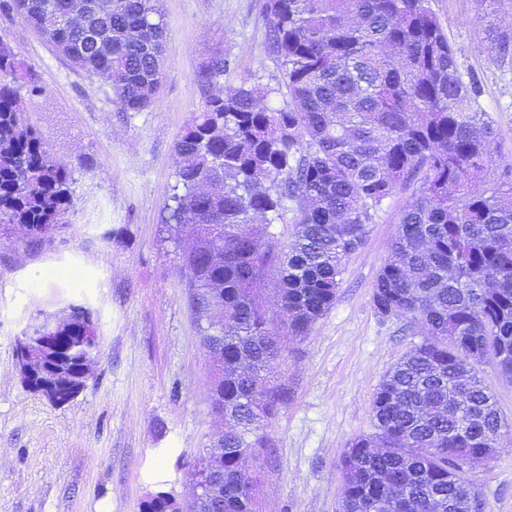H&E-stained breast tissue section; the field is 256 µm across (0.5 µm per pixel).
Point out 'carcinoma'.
Here are the masks:
<instances>
[{
    "mask_svg": "<svg viewBox=\"0 0 512 512\" xmlns=\"http://www.w3.org/2000/svg\"><path fill=\"white\" fill-rule=\"evenodd\" d=\"M70 0H0V16L54 31L53 46L106 82L125 111L158 98L166 23L159 0H111L86 24L112 50L98 52L59 18ZM269 49L284 67L288 104L259 106L281 89L243 84L210 97L175 144L166 223L192 289L205 348L224 356L214 406H224V512H256V462L274 452L262 421L288 391L260 377L279 356L262 289L275 288L283 323L305 335L336 300L344 263L383 202L417 186L376 277L373 305L424 329L384 374L371 403L374 437L344 459L343 512H479L460 463L495 454L502 417L473 358L512 378V167L485 161L495 121L463 80L430 0H266ZM491 57L512 64V31L484 29ZM222 56L201 78L224 74ZM0 47V224L53 241L72 206L71 172L24 115L21 84L36 73ZM294 229L278 249L271 228ZM196 226L195 238L180 227ZM93 352L72 340L68 370ZM142 512H197L158 492Z\"/></svg>",
    "mask_w": 512,
    "mask_h": 512,
    "instance_id": "1",
    "label": "carcinoma"
}]
</instances>
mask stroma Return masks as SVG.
Here are the masks:
<instances>
[{
  "mask_svg": "<svg viewBox=\"0 0 512 512\" xmlns=\"http://www.w3.org/2000/svg\"><path fill=\"white\" fill-rule=\"evenodd\" d=\"M463 78H477L496 122L490 174L512 166V65L481 42V0H430ZM168 28L157 103L125 111L111 87L76 68L21 19L0 18V41L39 74L27 118L72 174L73 205L52 244L0 227V512H141L159 491L194 496V469L224 430L179 252L163 221L175 182V143L207 98L242 83L279 87L267 49L265 0H160ZM226 67L213 84L211 57ZM413 189L388 198L345 263L333 307L308 335L286 332L269 299L282 356L274 383L290 399L264 425L274 446L261 464L260 512H342L341 460L374 433L371 400L384 373L424 337L378 314L373 284ZM90 312L96 361L83 389L57 405L21 379L16 339L41 320ZM506 422L494 458L465 465L483 512H512V381L478 367Z\"/></svg>",
  "mask_w": 512,
  "mask_h": 512,
  "instance_id": "35a3bbf8",
  "label": "stroma"
}]
</instances>
